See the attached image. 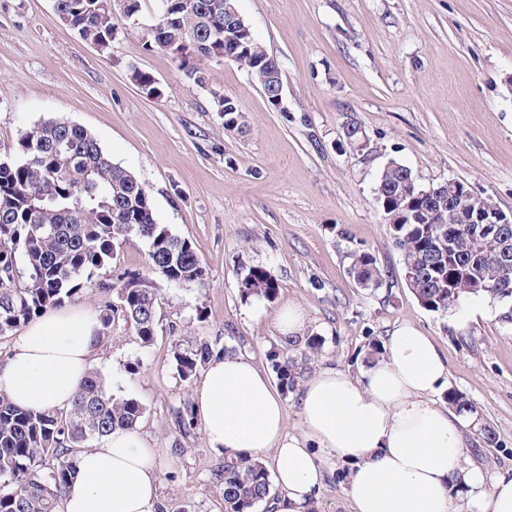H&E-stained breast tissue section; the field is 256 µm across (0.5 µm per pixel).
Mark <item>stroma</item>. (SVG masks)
Instances as JSON below:
<instances>
[{
	"mask_svg": "<svg viewBox=\"0 0 512 512\" xmlns=\"http://www.w3.org/2000/svg\"><path fill=\"white\" fill-rule=\"evenodd\" d=\"M251 31L279 63L284 87L271 106L257 77L233 62L207 66L206 87L171 53L151 47L156 0L118 15L99 52L63 24L54 0H0V158L20 134L53 117L91 132L150 194L155 219L190 240L206 278L176 284L151 269L132 235L112 256L109 280L139 274L159 298L157 330L143 345L133 325L96 345L90 367L115 395L144 406L135 428L155 448L166 512H224L213 473L223 461L202 429L182 434L176 411L193 398L173 359L177 341L207 340L251 356L321 349L313 367L359 373L372 344L399 324L431 336L448 360V389L475 426L466 454L487 480L512 466V324L503 304L465 299L453 313L425 309L407 288L399 252L376 200L392 159L426 187L451 179L512 211V0H237ZM162 93L143 94L132 69ZM242 112L224 125L214 93ZM354 115L363 152H344ZM372 255L373 288L349 273ZM277 278L274 300L242 299L240 269ZM306 315L302 340L285 342L275 316ZM348 464L326 456V483L311 512H348Z\"/></svg>",
	"mask_w": 512,
	"mask_h": 512,
	"instance_id": "stroma-1",
	"label": "stroma"
}]
</instances>
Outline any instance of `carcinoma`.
Returning a JSON list of instances; mask_svg holds the SVG:
<instances>
[{"instance_id":"1","label":"carcinoma","mask_w":512,"mask_h":512,"mask_svg":"<svg viewBox=\"0 0 512 512\" xmlns=\"http://www.w3.org/2000/svg\"><path fill=\"white\" fill-rule=\"evenodd\" d=\"M225 0H159L150 45L175 55L199 86L205 65L224 55V43L237 39L224 21ZM58 18L79 38L108 50L116 33L115 0H54ZM269 54L253 39L236 64L260 84H280L281 72H266ZM132 79L150 96L160 94L154 77L132 69ZM16 157L0 160V335L28 323L103 276L116 246L134 233L149 246V263L168 281L201 285L205 271L191 242L156 223L146 187L112 161L96 137L69 121L50 118L21 133ZM376 189L403 276L421 304L446 314L469 296L512 300V272L500 254L512 252V225L477 241L464 224L418 194L413 177L399 168L380 172ZM349 274L363 288L378 286L380 270L367 253L352 255ZM118 303L98 310L96 340L122 320L134 325L141 342L156 334L158 297L136 274L112 284ZM242 298L275 299L278 280L260 265L240 275ZM321 348L307 339L300 356L278 350L269 361L281 390L290 393L303 379L302 366ZM215 354L208 341L175 346L173 358L190 383ZM144 412L133 397H117L95 371L87 373L70 407L33 412L0 393V512H62L65 492L77 473V454L86 442L116 430L135 429ZM179 429L196 426L193 406L178 411ZM215 480L223 485L224 512H254L271 496L273 484L263 458L224 459Z\"/></svg>"}]
</instances>
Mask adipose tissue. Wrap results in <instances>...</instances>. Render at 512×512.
I'll use <instances>...</instances> for the list:
<instances>
[{
  "instance_id": "ef3b65f1",
  "label": "adipose tissue",
  "mask_w": 512,
  "mask_h": 512,
  "mask_svg": "<svg viewBox=\"0 0 512 512\" xmlns=\"http://www.w3.org/2000/svg\"><path fill=\"white\" fill-rule=\"evenodd\" d=\"M98 329L83 307L43 313L0 363V393L34 411L67 407ZM447 384L446 357L405 323L358 374L326 366L300 384L301 435L285 434L283 403L246 355L211 360L195 409L214 452L272 453V512H306L325 480L317 447L349 464L351 512H460L458 490L477 512H512V470L486 490L482 471L465 458L470 418L436 399ZM158 485L153 449L136 432L117 431L80 455L64 512H162Z\"/></svg>"
}]
</instances>
